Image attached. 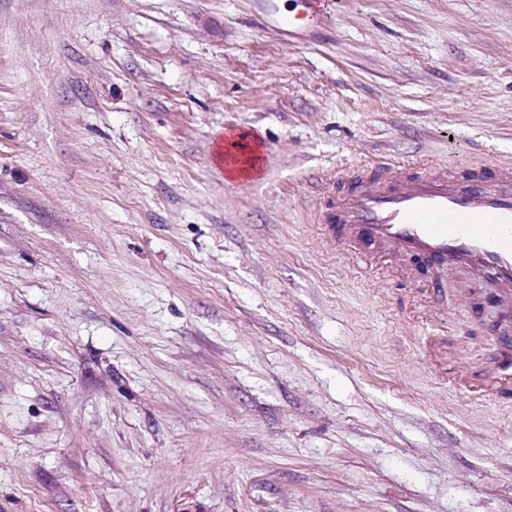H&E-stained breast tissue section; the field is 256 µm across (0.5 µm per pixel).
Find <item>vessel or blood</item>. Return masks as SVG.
Listing matches in <instances>:
<instances>
[{"label": "vessel or blood", "mask_w": 512, "mask_h": 512, "mask_svg": "<svg viewBox=\"0 0 512 512\" xmlns=\"http://www.w3.org/2000/svg\"><path fill=\"white\" fill-rule=\"evenodd\" d=\"M286 35L317 34L331 0H296L279 11L262 0ZM318 222L337 254L405 281L425 297L420 330L450 316L448 284L459 273L492 286L503 332L512 331V165L403 167L389 160L361 165L329 182ZM487 398L512 393V371L497 348L452 378Z\"/></svg>", "instance_id": "1"}]
</instances>
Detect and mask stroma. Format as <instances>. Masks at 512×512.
<instances>
[{
	"label": "stroma",
	"mask_w": 512,
	"mask_h": 512,
	"mask_svg": "<svg viewBox=\"0 0 512 512\" xmlns=\"http://www.w3.org/2000/svg\"><path fill=\"white\" fill-rule=\"evenodd\" d=\"M378 157L512 163V0H0V512H512V404L320 244ZM258 1L263 2L266 11L272 17L273 26L288 37L293 34H317L333 4L330 0H295L294 9L280 12L274 0Z\"/></svg>",
	"instance_id": "1"
}]
</instances>
